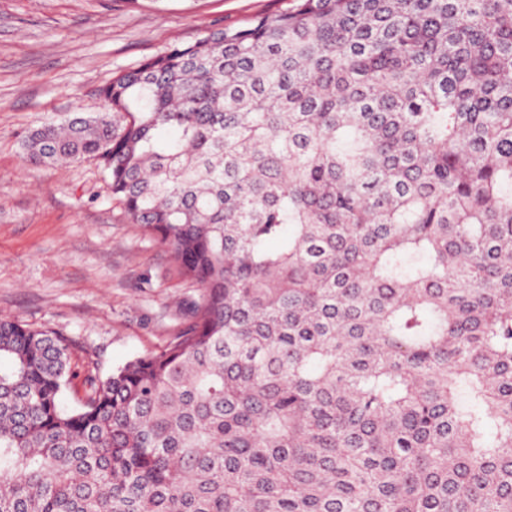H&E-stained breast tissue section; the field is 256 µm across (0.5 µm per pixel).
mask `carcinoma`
<instances>
[{
    "instance_id": "cac0c4a2",
    "label": "carcinoma",
    "mask_w": 512,
    "mask_h": 512,
    "mask_svg": "<svg viewBox=\"0 0 512 512\" xmlns=\"http://www.w3.org/2000/svg\"><path fill=\"white\" fill-rule=\"evenodd\" d=\"M100 96L27 160L202 297L104 379L0 320V512H512V0H292Z\"/></svg>"
}]
</instances>
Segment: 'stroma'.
I'll return each mask as SVG.
<instances>
[{"label":"stroma","instance_id":"1","mask_svg":"<svg viewBox=\"0 0 512 512\" xmlns=\"http://www.w3.org/2000/svg\"><path fill=\"white\" fill-rule=\"evenodd\" d=\"M288 2L0 0V318L64 335L73 363L102 377L178 333L198 285L95 162L35 165L22 143L42 122L101 111L117 72Z\"/></svg>","mask_w":512,"mask_h":512}]
</instances>
